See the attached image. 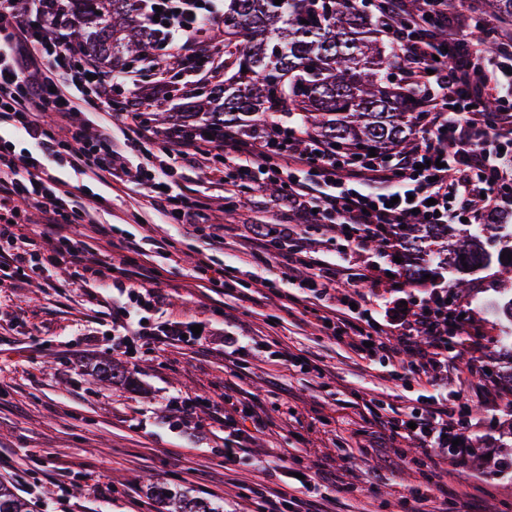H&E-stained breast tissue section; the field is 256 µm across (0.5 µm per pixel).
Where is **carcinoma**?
<instances>
[{"label":"carcinoma","instance_id":"obj_1","mask_svg":"<svg viewBox=\"0 0 512 512\" xmlns=\"http://www.w3.org/2000/svg\"><path fill=\"white\" fill-rule=\"evenodd\" d=\"M81 24L70 37L93 55L121 65L137 62L162 46L164 34L142 20L141 0H73ZM492 16L512 20V0H484ZM307 23H302V20ZM224 68L232 74L184 104L192 131L232 124L252 130L281 113L298 127L357 152L407 147L423 115L425 96L410 77L391 79L389 46L381 24L358 0H224ZM247 72H242V69ZM512 215L497 212L483 224L451 233L448 224H405L402 248L432 255L459 273L496 265L512 273ZM489 242L497 243L493 252ZM161 512H215L201 498L154 484ZM0 512H30L28 503L0 483Z\"/></svg>","mask_w":512,"mask_h":512}]
</instances>
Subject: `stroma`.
I'll use <instances>...</instances> for the list:
<instances>
[{
    "mask_svg": "<svg viewBox=\"0 0 512 512\" xmlns=\"http://www.w3.org/2000/svg\"><path fill=\"white\" fill-rule=\"evenodd\" d=\"M201 41L211 50L210 62L193 83L171 84L163 66L171 50L138 62L142 121L181 111L223 80L219 33L207 28ZM223 166L218 156L207 166L172 171L171 178L206 207L211 223L223 225L224 248L213 265L243 270L238 289L196 278L193 247L179 228L159 223L136 191L115 195L61 171L78 201L111 197L112 208L100 219L115 225L117 234L154 239L140 264L153 271V287L167 296L162 317L201 326V342L127 356L113 352L104 294L90 274H76L65 262L0 288V457L10 463L0 482L13 486L33 512H159L152 483L205 499L218 512H257L251 486L286 489L301 475L334 481L350 471L365 479L364 491L338 498L334 512H402V498L414 493L447 497L462 512H512V386L497 376L512 322L492 308L512 285L489 271L471 276L462 291L454 288L453 275L444 280L449 305L472 310L482 330L480 353H472L467 335L448 342L462 399L472 407L459 415L473 423L468 463L425 467L419 449L400 440L366 451L377 416L400 418L427 406L434 386L402 376L383 355L360 358L328 336L313 316L321 300L310 289L292 288L301 307L282 310L259 279L283 270L284 259H253L251 243L240 235L244 226L270 223L262 203L272 192L244 189L241 204L228 207ZM274 318L279 324L273 328ZM228 321L259 336L236 365L224 358ZM286 346L314 360L316 370L277 362ZM476 359L481 370L469 372ZM110 363L125 369V382L94 378ZM186 396L208 397L214 405L188 418L180 409ZM247 408L267 421L263 432L244 417ZM227 415L245 434L231 472L224 469Z\"/></svg>",
    "mask_w": 512,
    "mask_h": 512,
    "instance_id": "obj_1",
    "label": "stroma"
}]
</instances>
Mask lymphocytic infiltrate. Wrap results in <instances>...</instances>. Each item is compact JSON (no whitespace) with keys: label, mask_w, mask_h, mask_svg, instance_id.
Listing matches in <instances>:
<instances>
[{"label":"lymphocytic infiltrate","mask_w":512,"mask_h":512,"mask_svg":"<svg viewBox=\"0 0 512 512\" xmlns=\"http://www.w3.org/2000/svg\"><path fill=\"white\" fill-rule=\"evenodd\" d=\"M145 2L144 22L168 30L170 46L199 58L201 26L212 13L209 0ZM66 9L65 0H0V124L34 143L25 155L0 152L1 273L27 279L34 267L31 249L39 247L44 264L65 260L111 281L117 292L109 311L117 349L181 339L194 343L180 323L145 322L143 309L162 310L164 293L114 278L112 262L71 237V227L79 224L96 225L98 235L110 237L111 225L99 223L98 214L111 209V199L79 203L51 170L67 167L88 182L136 185L154 211L196 239V268L205 272L224 238L203 206L172 182L171 170L200 165L217 151L224 155L226 186L282 184L279 222L264 233L262 247L282 252L289 271L311 269L303 285L324 299L314 312L317 322L327 324L360 358L377 350L397 362L406 354L408 376L434 379L449 373L448 340L474 324L473 315L450 307L438 288L419 302L402 303L399 294L411 285L402 272L354 266L349 258L379 240L391 255H400L402 224H457L464 218L476 223L472 203L478 197L487 213L512 208V34L504 35L501 55L486 60L479 74L475 68L485 60L484 51L469 26L467 0H378L376 13L397 60L431 95L407 149L358 157L273 120L249 132L215 128L207 136L187 135L175 125L158 151L154 131L135 112L125 113L122 132L108 122L89 130V111H111L119 77L70 39ZM489 98L496 103L491 110L483 106ZM48 112L65 125L67 137L44 122ZM25 205L43 215L29 237L14 222ZM314 220L336 226L343 243L337 262L321 264L296 232V225ZM362 285L390 289L392 297L380 309L355 310L352 291ZM463 407L457 399L439 401L380 426L428 456L435 439L458 438Z\"/></svg>","instance_id":"f902f5d3"}]
</instances>
